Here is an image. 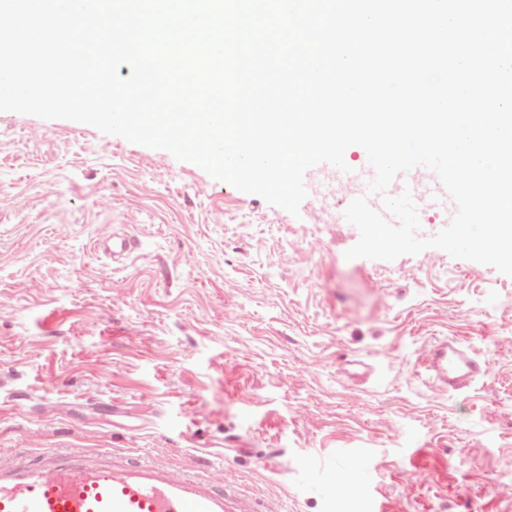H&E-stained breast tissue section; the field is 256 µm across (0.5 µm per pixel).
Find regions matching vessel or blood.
<instances>
[{
	"label": "vessel or blood",
	"mask_w": 512,
	"mask_h": 512,
	"mask_svg": "<svg viewBox=\"0 0 512 512\" xmlns=\"http://www.w3.org/2000/svg\"><path fill=\"white\" fill-rule=\"evenodd\" d=\"M335 167L322 163L303 176L308 196L324 200L332 190ZM365 173L348 172V181L358 184L359 195L367 196L375 211H382L383 196H397V184L386 195L368 194L360 187ZM421 189L413 191L417 208L429 209L437 200L427 190L436 174L421 168ZM101 249L120 260L132 241L128 236L105 233ZM425 375L439 391L453 392L468 387L485 370L484 365L463 345L440 340L425 355ZM0 512H257L250 499L228 491L223 472L202 466L187 472L144 457L134 463L118 460L97 449L42 448L37 459L19 457L0 460Z\"/></svg>",
	"instance_id": "obj_1"
}]
</instances>
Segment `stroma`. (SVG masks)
<instances>
[{
    "instance_id": "35a3bbf8",
    "label": "stroma",
    "mask_w": 512,
    "mask_h": 512,
    "mask_svg": "<svg viewBox=\"0 0 512 512\" xmlns=\"http://www.w3.org/2000/svg\"><path fill=\"white\" fill-rule=\"evenodd\" d=\"M104 139L0 112L1 454L203 459L275 512H512V277L346 259L358 229L315 199ZM109 230L135 239L117 263ZM443 337L488 364L457 393L416 372Z\"/></svg>"
}]
</instances>
